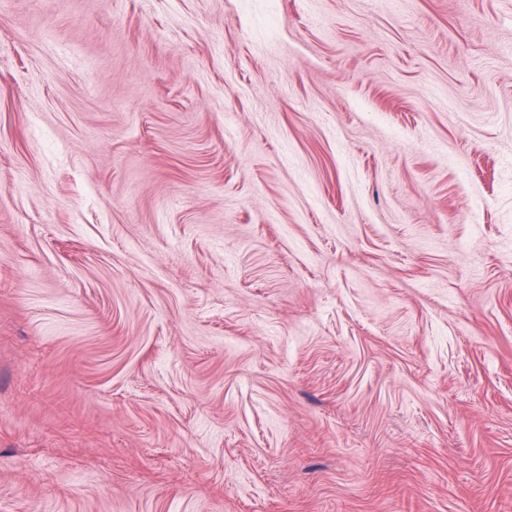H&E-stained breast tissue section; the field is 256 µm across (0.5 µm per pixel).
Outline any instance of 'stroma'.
Returning <instances> with one entry per match:
<instances>
[{
  "instance_id": "1",
  "label": "stroma",
  "mask_w": 512,
  "mask_h": 512,
  "mask_svg": "<svg viewBox=\"0 0 512 512\" xmlns=\"http://www.w3.org/2000/svg\"><path fill=\"white\" fill-rule=\"evenodd\" d=\"M0 512H512V0H0Z\"/></svg>"
}]
</instances>
